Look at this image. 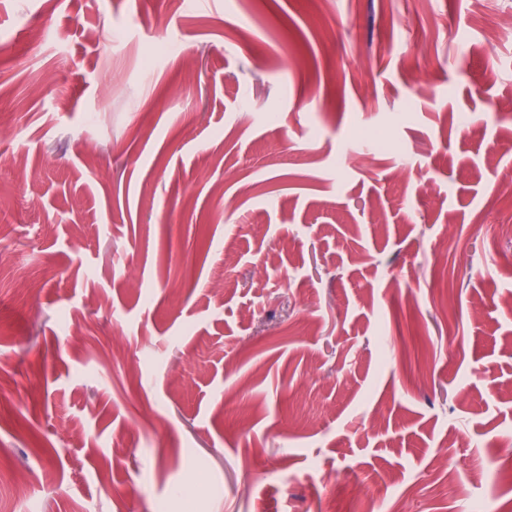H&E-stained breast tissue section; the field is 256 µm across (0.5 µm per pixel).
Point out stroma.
<instances>
[{
    "mask_svg": "<svg viewBox=\"0 0 512 512\" xmlns=\"http://www.w3.org/2000/svg\"><path fill=\"white\" fill-rule=\"evenodd\" d=\"M510 175L512 0H0V512H512Z\"/></svg>",
    "mask_w": 512,
    "mask_h": 512,
    "instance_id": "stroma-1",
    "label": "stroma"
}]
</instances>
